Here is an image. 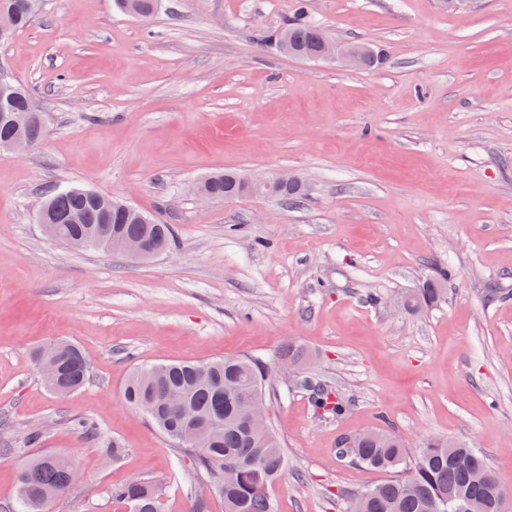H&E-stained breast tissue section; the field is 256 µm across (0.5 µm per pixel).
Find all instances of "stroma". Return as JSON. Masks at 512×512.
<instances>
[{
    "mask_svg": "<svg viewBox=\"0 0 512 512\" xmlns=\"http://www.w3.org/2000/svg\"><path fill=\"white\" fill-rule=\"evenodd\" d=\"M307 5L382 64L260 46L297 0H163L148 21L112 0H44L0 42V74L28 87L46 130L0 154V512L32 454L71 457L81 473L48 512H126L112 491L133 476L158 487L162 512H193L187 487L205 479L125 405L131 373L242 355L272 366L288 342L349 409L320 416L308 391L270 381L287 458L275 512H341L340 495L385 480L337 454L341 437L385 422L411 454L432 437L474 447L512 493V0ZM218 169L285 172L307 198L189 192ZM67 185L173 225L174 245L144 261L58 243L34 215ZM448 268L437 305L390 304ZM52 340L90 359L85 385L62 397L31 362ZM115 439L117 459L105 453Z\"/></svg>",
    "mask_w": 512,
    "mask_h": 512,
    "instance_id": "35a3bbf8",
    "label": "stroma"
}]
</instances>
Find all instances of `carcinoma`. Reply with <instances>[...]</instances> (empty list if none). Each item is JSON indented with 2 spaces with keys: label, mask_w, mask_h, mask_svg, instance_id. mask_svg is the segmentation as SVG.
<instances>
[{
  "label": "carcinoma",
  "mask_w": 512,
  "mask_h": 512,
  "mask_svg": "<svg viewBox=\"0 0 512 512\" xmlns=\"http://www.w3.org/2000/svg\"><path fill=\"white\" fill-rule=\"evenodd\" d=\"M44 0H0V14L13 16L12 31L26 27L42 11ZM161 0H113V6L124 13L151 18ZM321 26L308 16L305 3L282 28L280 37L288 41L294 58L302 59L319 48ZM27 91L15 85V95L7 105L9 112L27 111ZM244 175L236 171H216L202 184L216 200L238 198L249 194L243 185ZM280 200L296 204L306 197V189L297 184L279 189ZM61 219L54 238L64 244L76 238L94 237L92 249H112V235L140 238L151 244L153 256L168 252L174 243L170 225L160 224L153 217L132 208L101 209L94 196L81 186L58 187L44 197ZM453 271L441 278L425 282L414 291V312L437 304L446 293ZM59 380L50 391L65 395L81 388L89 363L78 345L61 341ZM265 361L253 357H226L209 362L182 361L161 363L136 370L124 390V400L135 411L149 403L146 418L183 453H191L196 468L211 480L220 483L218 465L224 457L235 459L238 471L234 481L219 491L224 499V512H275L270 489L283 474L287 459L271 426L251 429L237 420L239 398L254 397L266 404V379L260 367ZM180 394L194 410L202 426L205 444L197 448L183 447L177 432L184 421L170 404V396ZM315 408L323 415L339 417L346 411L335 392L318 385L311 393ZM341 457L355 465L391 473L381 483L342 498L343 512H355L353 504L361 501V512H438L448 501V492L455 491L474 504L472 512H498L501 488L498 484H478L473 473L489 469L486 457L466 445L448 447L445 439L423 443L414 457L392 432L382 436L368 435L355 448H343ZM71 460L60 455H32L18 478L14 512H46L43 494L56 491L64 494L70 487ZM127 503L129 512H161L160 493L148 481L127 482L112 491Z\"/></svg>",
  "instance_id": "1"
}]
</instances>
